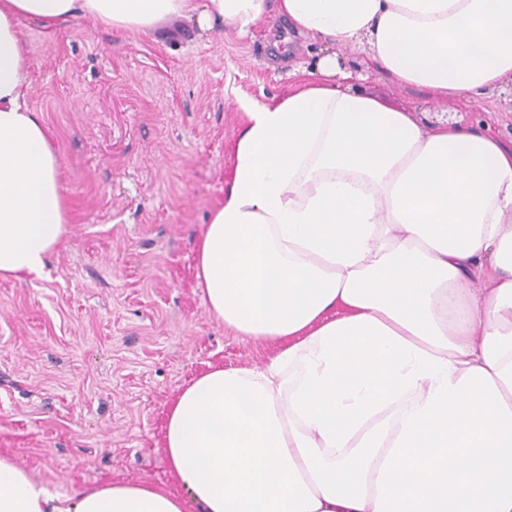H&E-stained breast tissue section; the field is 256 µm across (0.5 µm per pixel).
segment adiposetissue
<instances>
[{
	"label": "adipose tissue",
	"mask_w": 512,
	"mask_h": 512,
	"mask_svg": "<svg viewBox=\"0 0 512 512\" xmlns=\"http://www.w3.org/2000/svg\"><path fill=\"white\" fill-rule=\"evenodd\" d=\"M331 46L365 47L398 86L472 99L512 81V0H0V276L38 273L67 234L61 163L28 103L17 23L90 17L146 34L180 18L238 35L268 13ZM335 54L272 103H243L224 195L196 245L208 312L281 343L265 366L210 369L167 412L180 487L108 483L54 493L0 456V512H374L379 469L429 378L343 448L290 395L320 331L367 315L451 364L481 367L512 408V146L345 90Z\"/></svg>",
	"instance_id": "ef3b65f1"
}]
</instances>
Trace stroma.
<instances>
[{
  "mask_svg": "<svg viewBox=\"0 0 512 512\" xmlns=\"http://www.w3.org/2000/svg\"><path fill=\"white\" fill-rule=\"evenodd\" d=\"M18 30L69 224L39 273L0 278V455L62 494L126 481L178 491L164 426L179 391L210 367L262 366L282 348L225 329L195 277L238 103L287 94L323 47L270 16L243 38L178 20L146 35L91 18ZM344 60L350 89L421 125L445 116L512 145V84L446 101L394 85L364 49Z\"/></svg>",
  "mask_w": 512,
  "mask_h": 512,
  "instance_id": "1",
  "label": "stroma"
}]
</instances>
